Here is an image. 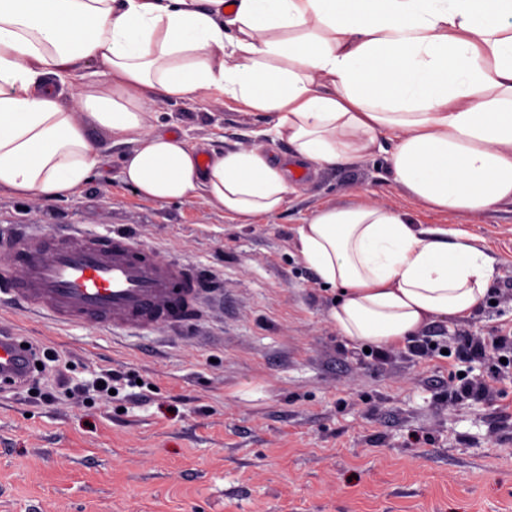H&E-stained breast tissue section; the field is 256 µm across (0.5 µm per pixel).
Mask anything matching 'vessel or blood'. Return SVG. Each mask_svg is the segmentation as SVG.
<instances>
[{"label": "vessel or blood", "instance_id": "vessel-or-blood-1", "mask_svg": "<svg viewBox=\"0 0 512 512\" xmlns=\"http://www.w3.org/2000/svg\"><path fill=\"white\" fill-rule=\"evenodd\" d=\"M24 271L7 292L28 310L72 324L94 318L115 329L150 330L190 321L199 303L198 276L160 262L153 249L117 233L92 239L70 226L57 239L21 234L6 243ZM31 349L0 333V381L23 383Z\"/></svg>", "mask_w": 512, "mask_h": 512}]
</instances>
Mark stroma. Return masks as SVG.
<instances>
[{"instance_id": "35a3bbf8", "label": "stroma", "mask_w": 512, "mask_h": 512, "mask_svg": "<svg viewBox=\"0 0 512 512\" xmlns=\"http://www.w3.org/2000/svg\"><path fill=\"white\" fill-rule=\"evenodd\" d=\"M156 129L203 154L262 144L264 118L231 100L147 105ZM105 161L78 191L0 189V239L77 224L133 234L197 272L195 321L141 333L89 319L60 326L0 292V330L38 350L27 385H0V512H512V377L458 395L448 373L493 378L495 356L388 359L339 336L337 294L297 256L320 208L382 204L413 224L472 237L497 260L475 316L426 328L443 347L470 330L512 332V205L448 215L412 201L384 154L342 169L297 165L283 209L241 223L204 197L159 203L121 176L127 145L93 130ZM121 374L102 394L104 371Z\"/></svg>"}]
</instances>
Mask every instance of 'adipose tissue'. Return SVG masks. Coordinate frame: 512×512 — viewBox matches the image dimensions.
Listing matches in <instances>:
<instances>
[{
	"instance_id": "obj_1",
	"label": "adipose tissue",
	"mask_w": 512,
	"mask_h": 512,
	"mask_svg": "<svg viewBox=\"0 0 512 512\" xmlns=\"http://www.w3.org/2000/svg\"><path fill=\"white\" fill-rule=\"evenodd\" d=\"M154 96L238 101L291 155L202 156L155 131ZM95 127L130 144L122 178L143 197L201 194L245 221L286 204L289 162L349 165L394 133L408 197L477 215L512 204V0H0V188L76 192L101 162ZM295 246L341 292L337 332L380 350L471 317L495 284L474 239L383 206L323 207Z\"/></svg>"
}]
</instances>
